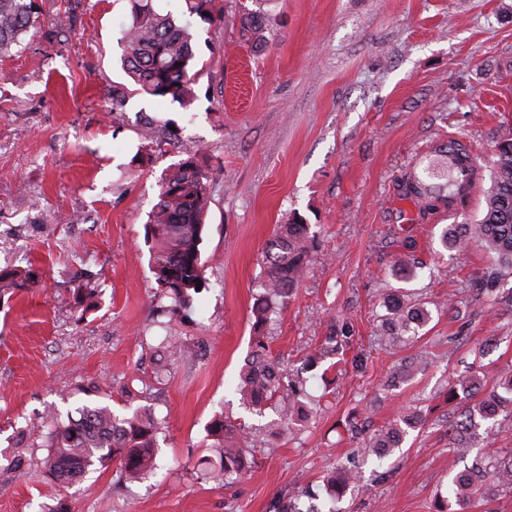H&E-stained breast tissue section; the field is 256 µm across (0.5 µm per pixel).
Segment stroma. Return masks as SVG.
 I'll return each mask as SVG.
<instances>
[{
    "label": "stroma",
    "mask_w": 512,
    "mask_h": 512,
    "mask_svg": "<svg viewBox=\"0 0 512 512\" xmlns=\"http://www.w3.org/2000/svg\"><path fill=\"white\" fill-rule=\"evenodd\" d=\"M40 29L0 60V270L32 271L0 288V512H269L298 487L358 465L359 482L321 512H431L437 494L475 457L512 458V431L476 419L470 447L448 440V388L476 373L494 386L512 368V308L490 306L476 246L447 249L443 230L483 215L468 197L421 215L401 185L415 155L454 137L477 154L482 187L501 137L512 134V0H223L220 19L195 22L189 106L132 93L121 29L129 0H43ZM269 19L245 35V10ZM171 129L145 141L146 120ZM196 155L212 178L200 244L204 282L189 316L158 297L149 214L169 165ZM302 220L311 261L275 316L270 351L304 370L320 405L276 437L236 392L249 351L263 256L280 225ZM414 272L396 278L401 257ZM95 297L75 318L77 291ZM424 304L418 342L392 345L381 321L400 298ZM353 338L336 360L306 361L331 328ZM185 354L157 380V345ZM102 402L145 407L166 421L157 476L120 478L116 464L59 488L40 461L50 416L78 419ZM422 416L386 460L368 435ZM249 431L247 479H202L216 414Z\"/></svg>",
    "instance_id": "35a3bbf8"
}]
</instances>
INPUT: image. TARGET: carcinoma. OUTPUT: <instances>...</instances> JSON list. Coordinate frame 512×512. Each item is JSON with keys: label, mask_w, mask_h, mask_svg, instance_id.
<instances>
[{"label": "carcinoma", "mask_w": 512, "mask_h": 512, "mask_svg": "<svg viewBox=\"0 0 512 512\" xmlns=\"http://www.w3.org/2000/svg\"><path fill=\"white\" fill-rule=\"evenodd\" d=\"M184 14L206 22L221 11L217 0H183ZM42 15V0H0V57L12 54L21 40L37 27ZM243 26L256 39L267 29L265 14L250 10L243 15ZM194 29L188 21L181 22L169 11H158L151 0H131V20L122 32L124 68L136 86L158 100L184 104L193 97L189 70L194 65ZM158 201L150 214L151 236L154 240L153 272L160 293L173 298L174 308L187 309L197 284L203 279L199 245L211 193L209 172L187 157L168 168L161 178ZM403 195L431 209L447 197L434 193L418 182L408 179L402 184ZM444 247L451 249L477 245L496 255L482 281V292L489 304L512 307V137L500 140L492 162L491 185L485 194V210L481 219L470 224H451L441 234ZM310 237L306 224L297 220L280 226L265 252V293L256 298L251 349L241 369L237 392L244 404L261 414L281 389L280 424L277 434H288L289 421L299 399L306 396V380L296 374L285 379L284 365L271 356L269 329L271 315L277 305L288 304L290 293L297 286L310 262ZM428 320L426 310L415 305L397 304L389 324L397 333L417 332ZM349 326L333 329L326 338L323 352L334 356L350 340ZM481 390L476 376H467L448 390V402L460 394L474 395ZM478 411L489 420L502 417L512 423V369L501 373L498 387L481 399ZM164 420L151 412L136 410L124 417L108 406L80 409V417L64 424L51 419L47 436V454L42 460L45 474L62 487L75 478L96 470L108 461L116 462L123 480H143L158 469V434ZM469 430V416L448 425V438L460 442ZM404 431L399 427L380 430L374 435L372 449L379 459L390 456L397 448ZM209 448L218 462H209L202 478L218 485L233 482V477L246 468V430L240 431L224 416L216 417L208 426ZM356 467L333 469L324 479L331 499L342 496L356 483ZM512 487V462L490 467L481 458L457 473L446 495L435 498L432 512H470L472 506L485 498L489 485Z\"/></svg>", "instance_id": "cac0c4a2"}]
</instances>
